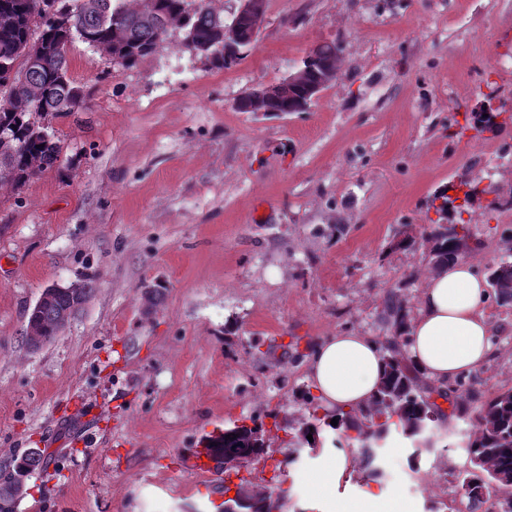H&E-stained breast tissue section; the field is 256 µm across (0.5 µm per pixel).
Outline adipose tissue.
Segmentation results:
<instances>
[{"mask_svg": "<svg viewBox=\"0 0 512 512\" xmlns=\"http://www.w3.org/2000/svg\"><path fill=\"white\" fill-rule=\"evenodd\" d=\"M486 283L472 262L455 259L424 279L407 331L409 363L441 383L478 371L491 354L495 328L484 304ZM379 343L359 332L321 340L308 360V377L326 413L366 405L383 374Z\"/></svg>", "mask_w": 512, "mask_h": 512, "instance_id": "obj_1", "label": "adipose tissue"}]
</instances>
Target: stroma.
<instances>
[{"label":"stroma","instance_id":"35a3bbf8","mask_svg":"<svg viewBox=\"0 0 512 512\" xmlns=\"http://www.w3.org/2000/svg\"><path fill=\"white\" fill-rule=\"evenodd\" d=\"M339 77L303 112H241L315 46ZM68 74L87 92L53 120L55 167L0 187V470L32 448L47 461L16 512H216L224 476L185 455L244 418L262 422L284 512H457L467 426L412 458L379 449L383 476L341 475L311 496L338 448L284 465L275 418L302 419L318 342L385 334L382 300L417 309L433 261L422 236L434 197L465 177L463 219L478 273L512 255V0H267L262 32L218 69L170 32L135 68L81 40ZM499 92L487 99L488 83ZM498 109L499 136L460 130ZM414 247L395 248L400 231ZM91 279L59 336L29 348L42 291ZM493 354L470 408L512 387V306L487 300Z\"/></svg>","mask_w":512,"mask_h":512}]
</instances>
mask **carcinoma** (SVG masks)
<instances>
[{
  "mask_svg": "<svg viewBox=\"0 0 512 512\" xmlns=\"http://www.w3.org/2000/svg\"><path fill=\"white\" fill-rule=\"evenodd\" d=\"M14 18L9 27H0V186H24L35 176L55 166L60 158V146L48 128L51 120L79 111L87 97L84 87L68 75L67 55L70 44L79 38L92 47L118 43V66L129 69L150 55L157 44L160 30L171 19H180L193 32L194 50L221 35L224 19L214 14L209 0H155L154 14L130 9L126 0H0V14ZM41 41L39 63L27 67L24 52L31 38ZM252 43L245 41L227 52L219 51L212 66L222 69L235 65L246 57ZM334 43L316 46L308 54L313 68L303 84L296 87L290 98L293 111H300L306 87L317 80L320 66L335 59ZM463 192L461 203L451 196L443 198L437 210L457 215L467 211L477 188L466 179L448 186ZM471 239L468 225L432 224L428 241L432 245V260L442 265L465 253ZM487 279L496 302L512 305V261L502 259L488 269ZM91 292L89 284L55 288L39 307L28 315L26 337H37L41 343L54 339L67 325L65 315L80 310ZM409 309L394 294L385 301L384 320L388 335L380 341L386 361L385 374L371 402L363 409L336 411L338 432L336 446L352 448L364 459L362 479L375 480L380 469L375 465L378 442L401 438L414 451L412 458L422 454L421 444L428 433L440 430L451 420H467L466 452L468 466L463 481L470 488L466 497L471 502L485 499L490 490L503 494L502 512H512V388H500L481 404L474 416H469L462 395L470 390L476 376H461L448 384H431L414 370L405 356L406 325ZM452 406L447 414L434 397ZM302 400L307 417L291 428L289 446L298 453L311 451L322 444L320 432L325 416L318 398L306 389ZM260 427L253 423L233 425L224 434L210 440V460L215 469L230 471L235 466L229 459H255L265 453L256 445L252 431ZM313 440H308L307 435ZM230 439H225V436ZM46 456L33 449L14 461L13 471L26 476L41 468ZM283 481L259 491H247L238 486L235 497L247 501L242 512H279L288 497ZM21 481L0 484V512H15L16 501L23 495Z\"/></svg>",
  "mask_w": 512,
  "mask_h": 512,
  "instance_id": "cac0c4a2",
  "label": "carcinoma"
}]
</instances>
